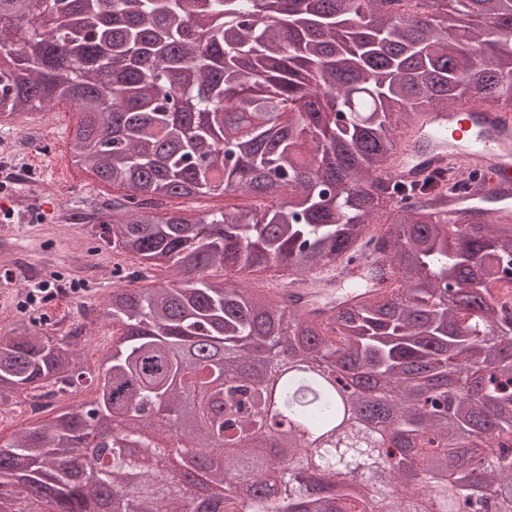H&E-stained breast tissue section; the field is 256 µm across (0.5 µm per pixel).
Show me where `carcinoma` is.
<instances>
[{
	"mask_svg": "<svg viewBox=\"0 0 512 512\" xmlns=\"http://www.w3.org/2000/svg\"><path fill=\"white\" fill-rule=\"evenodd\" d=\"M400 2L0 0V116L73 103L71 162L121 190L98 238L178 274L112 289L96 320L121 334L93 367L25 317L0 336V405L96 392L92 411L0 437V512H193L196 484L158 466L188 432L222 512H512V220L475 210L451 236L462 180L387 175L426 110L512 112V0ZM202 196L256 204L170 206ZM358 258L353 296L228 285ZM399 287L405 304L383 292ZM285 358L357 383L297 370L272 392L254 362ZM275 427L345 431L283 464L256 454Z\"/></svg>",
	"mask_w": 512,
	"mask_h": 512,
	"instance_id": "1",
	"label": "carcinoma"
}]
</instances>
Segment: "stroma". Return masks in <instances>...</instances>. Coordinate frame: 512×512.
Here are the masks:
<instances>
[{
    "mask_svg": "<svg viewBox=\"0 0 512 512\" xmlns=\"http://www.w3.org/2000/svg\"><path fill=\"white\" fill-rule=\"evenodd\" d=\"M79 119L78 110L62 102L48 112L33 110L12 130H0V163L21 173L10 191H0V203H9L13 213L12 219L0 220V230L18 237L23 254L50 256L46 278L82 280L86 302L95 307L112 287L126 284L131 274H139V286L150 288L171 281L174 272L146 268L136 259L112 252L99 240L94 224L64 223L69 212H90L97 202L112 195L111 187L96 182L69 160L67 138ZM33 169L46 171L55 190L42 191L36 181L28 179ZM29 287L20 268L0 270V336L9 333L13 320L23 316L20 302Z\"/></svg>",
    "mask_w": 512,
    "mask_h": 512,
    "instance_id": "1",
    "label": "stroma"
}]
</instances>
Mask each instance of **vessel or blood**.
Instances as JSON below:
<instances>
[{
    "mask_svg": "<svg viewBox=\"0 0 512 512\" xmlns=\"http://www.w3.org/2000/svg\"><path fill=\"white\" fill-rule=\"evenodd\" d=\"M433 143L425 157L427 166L478 168L486 175V187L503 199L512 198V114L486 110L467 102L453 112L431 110L422 124ZM418 133H410L401 144L389 171L404 178L415 172L413 163Z\"/></svg>",
    "mask_w": 512,
    "mask_h": 512,
    "instance_id": "b4317fda",
    "label": "vessel or blood"
}]
</instances>
